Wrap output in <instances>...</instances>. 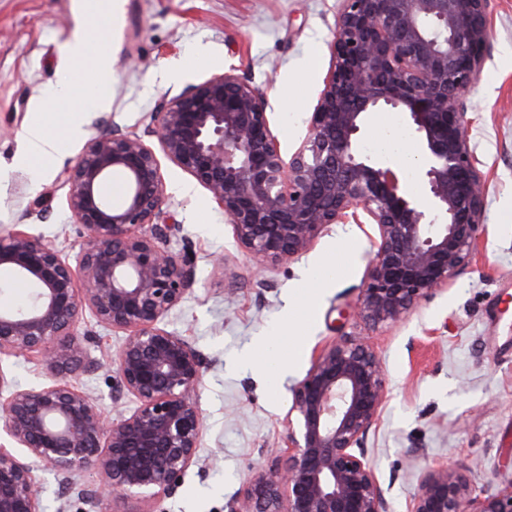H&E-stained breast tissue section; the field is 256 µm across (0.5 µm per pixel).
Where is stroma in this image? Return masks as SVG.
Instances as JSON below:
<instances>
[{"label": "stroma", "mask_w": 512, "mask_h": 512, "mask_svg": "<svg viewBox=\"0 0 512 512\" xmlns=\"http://www.w3.org/2000/svg\"><path fill=\"white\" fill-rule=\"evenodd\" d=\"M81 0H0V236L28 225L72 255L84 231L67 209L64 171L87 138L108 131L144 133L165 94L231 71L269 100V119L283 154L306 133L329 67L338 0H115L113 14L90 37L106 44L112 79L106 105L86 113L81 137L65 141L46 167L15 164L25 130L45 116L57 133L72 103L51 93L69 62L63 45ZM491 51L466 103L469 135L487 181L488 234L447 290L422 302L402 322L371 326L357 314L369 249L362 229L335 224L301 259L257 272L236 248L224 212L190 176L169 161L164 212L181 224L170 242L187 252L197 282L164 321L202 357L198 401L206 419L200 466L185 475L165 512H226L252 472L278 453L290 388L317 349L342 335L365 337L387 374L388 396L365 456L391 512H406L426 465L447 462L477 493L512 483V0H488ZM223 258L224 273L212 272ZM293 311L301 319L291 325ZM86 346L101 366L82 373L80 390L109 411L108 358L125 335L86 318ZM263 361L241 362L259 342ZM300 355L289 374L279 358L292 344Z\"/></svg>", "instance_id": "35a3bbf8"}]
</instances>
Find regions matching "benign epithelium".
I'll return each instance as SVG.
<instances>
[{"instance_id":"obj_1","label":"benign epithelium","mask_w":512,"mask_h":512,"mask_svg":"<svg viewBox=\"0 0 512 512\" xmlns=\"http://www.w3.org/2000/svg\"><path fill=\"white\" fill-rule=\"evenodd\" d=\"M488 0H339L330 66L306 134L289 155L270 128L268 100L233 72L164 97L146 137H91L67 168L68 210L86 235L73 256L23 230L0 236V273L33 287L29 304L0 309V358L38 354L48 381L18 388L0 369V512H41L35 470L76 488L96 512L103 494L170 497L200 461L206 429L196 399L202 360L163 321L196 284L187 255L168 247L158 154L208 191L237 248L261 268L300 259L333 224H373L358 314L396 324L468 266L487 234L485 179L468 134L465 96L491 47ZM378 110L405 117L420 197L402 170L366 154L361 134ZM124 179L114 203L100 185ZM126 333L110 354L114 390L135 408L112 416L76 389L95 360L84 315ZM287 451L247 480L228 512H389L365 458L387 398L373 347L345 335L322 349L291 389ZM99 477L94 491L83 473ZM408 512H512V484L480 496L446 463L421 470Z\"/></svg>"}]
</instances>
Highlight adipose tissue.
Segmentation results:
<instances>
[{
    "mask_svg": "<svg viewBox=\"0 0 512 512\" xmlns=\"http://www.w3.org/2000/svg\"><path fill=\"white\" fill-rule=\"evenodd\" d=\"M112 0H89L81 13L79 25L72 38L65 44L64 52L71 65H91L93 78L82 87H75L73 74L62 76L57 90L58 98H76L77 104L64 120L62 136H54L42 121L30 124L26 135L25 150L19 158L20 164L44 165L53 160L61 150L63 138H72L79 134L84 113L102 105L99 89L105 79L111 75L110 56L107 51L91 52L88 33L97 24L101 15L112 12Z\"/></svg>",
    "mask_w": 512,
    "mask_h": 512,
    "instance_id": "obj_1",
    "label": "adipose tissue"
}]
</instances>
